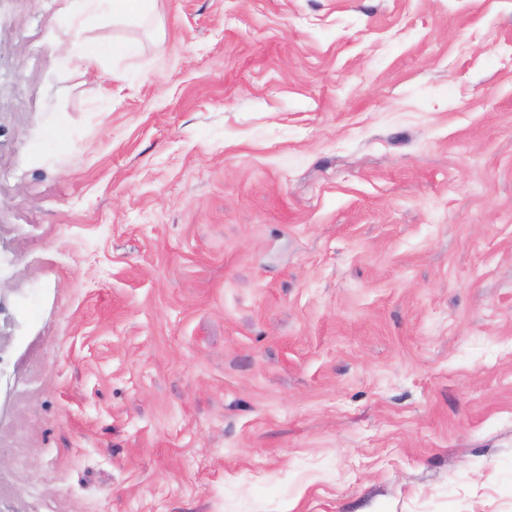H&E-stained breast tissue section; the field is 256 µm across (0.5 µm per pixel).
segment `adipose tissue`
<instances>
[{"label": "adipose tissue", "instance_id": "1", "mask_svg": "<svg viewBox=\"0 0 512 512\" xmlns=\"http://www.w3.org/2000/svg\"><path fill=\"white\" fill-rule=\"evenodd\" d=\"M153 10L154 0H61V11L71 17L72 23L57 37L56 44L64 54L78 55L89 63L96 61L105 50L114 55L127 54L130 44L115 43L104 50L89 41L84 35L86 20L129 14L143 22L152 19Z\"/></svg>", "mask_w": 512, "mask_h": 512}]
</instances>
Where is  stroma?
Listing matches in <instances>:
<instances>
[{
	"label": "stroma",
	"mask_w": 512,
	"mask_h": 512,
	"mask_svg": "<svg viewBox=\"0 0 512 512\" xmlns=\"http://www.w3.org/2000/svg\"><path fill=\"white\" fill-rule=\"evenodd\" d=\"M0 0V512H512V0ZM60 11L69 15L73 23L56 38V44L65 55L76 54L87 63H93L106 51L112 55H124L131 51L127 43H112L107 48L89 41L84 36L85 21L89 18H105L112 13V19L129 14L139 21L153 17L154 0H61Z\"/></svg>",
	"instance_id": "1"
}]
</instances>
